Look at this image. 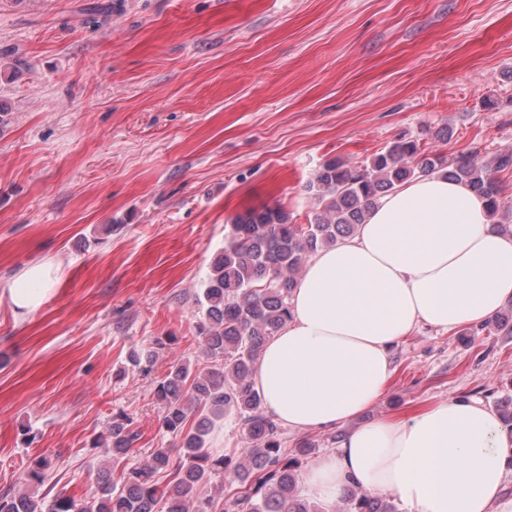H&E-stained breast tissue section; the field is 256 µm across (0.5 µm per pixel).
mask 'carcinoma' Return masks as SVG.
I'll return each mask as SVG.
<instances>
[{
  "instance_id": "carcinoma-1",
  "label": "carcinoma",
  "mask_w": 512,
  "mask_h": 512,
  "mask_svg": "<svg viewBox=\"0 0 512 512\" xmlns=\"http://www.w3.org/2000/svg\"><path fill=\"white\" fill-rule=\"evenodd\" d=\"M509 171L512 151L478 162L464 154H429L419 139L401 138L364 165L337 159L323 164L308 186L317 207L306 224L290 223L280 207L238 216L203 293L198 332L212 365L175 364L154 389L162 405L161 426L180 438L179 454L156 448L116 479L103 467L87 503L64 492L37 499L24 491L0 496V512H324L297 495L301 460L282 448L254 383L264 345L290 317L304 265L317 251L355 235L381 197L420 176L438 174L468 185L485 198L494 218L506 189L502 173ZM228 409L242 422L244 448L236 462L207 448L215 420ZM137 439L127 425L114 422L98 448L106 462L119 466ZM51 466L48 457L34 459L28 481L43 482ZM226 475L238 484L227 500L212 494L214 479ZM342 502L343 512H396L386 497H370L357 487L348 489Z\"/></svg>"
}]
</instances>
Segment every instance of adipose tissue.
Masks as SVG:
<instances>
[{
    "label": "adipose tissue",
    "mask_w": 512,
    "mask_h": 512,
    "mask_svg": "<svg viewBox=\"0 0 512 512\" xmlns=\"http://www.w3.org/2000/svg\"><path fill=\"white\" fill-rule=\"evenodd\" d=\"M60 273L52 261L31 263L0 299L26 321ZM510 303L512 234L492 225L470 187L421 177L310 259L255 384L274 420L300 433L331 430L384 395L396 342L422 326L481 324ZM511 475L512 432L482 401L450 398L357 427L305 470L301 491L328 512L350 486L393 495L408 512H512Z\"/></svg>",
    "instance_id": "1"
}]
</instances>
